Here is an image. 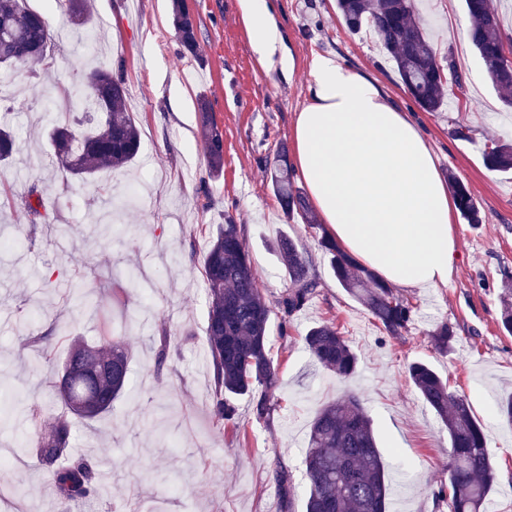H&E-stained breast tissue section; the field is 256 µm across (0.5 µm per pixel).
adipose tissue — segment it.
Segmentation results:
<instances>
[{
	"label": "adipose tissue",
	"instance_id": "1",
	"mask_svg": "<svg viewBox=\"0 0 512 512\" xmlns=\"http://www.w3.org/2000/svg\"><path fill=\"white\" fill-rule=\"evenodd\" d=\"M259 66L293 72L273 0H239ZM294 164L328 234L382 280L444 288L453 198L418 123L367 72L315 57L293 126Z\"/></svg>",
	"mask_w": 512,
	"mask_h": 512
}]
</instances>
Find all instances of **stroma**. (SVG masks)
I'll return each instance as SVG.
<instances>
[{
	"label": "stroma",
	"mask_w": 512,
	"mask_h": 512,
	"mask_svg": "<svg viewBox=\"0 0 512 512\" xmlns=\"http://www.w3.org/2000/svg\"><path fill=\"white\" fill-rule=\"evenodd\" d=\"M277 20L296 60L292 73L257 66L238 20V0H186L196 25L197 54L183 53L171 27V0H91L96 38L77 30L54 0H28L52 18L54 45L44 61L0 74V106L10 109L18 152L0 166V448H17L28 429L14 415L25 407L59 414L51 382L74 337L120 333L128 346L129 382L110 414L75 425L70 453L106 467L92 512H280L275 471L293 478L294 512L309 487L303 452L316 412L356 393L371 416L379 445L403 491L402 512H448L434 491L448 483V435L407 373L430 364L450 391L465 396L484 427L498 475L489 498L512 512V424L497 403L512 394V335L500 323L499 296L512 283V174L486 168L490 140L512 139V106L486 78L467 37L462 0H419L417 14L439 56H452L465 76L440 112L421 111L374 40L342 25L336 0H275ZM317 55L376 76L420 124L442 175L465 183L484 215L472 226L452 220L458 258L444 288L403 291L414 307L401 336L390 337L340 288L318 246L321 227L284 216L271 188L277 151L292 150L295 115L307 94ZM124 67L126 110L139 129L141 153L123 169L80 181L48 160L42 138L49 114L65 115L71 85L96 68ZM224 135L219 177L206 171L199 98ZM466 126L468 139L455 135ZM37 186L52 225L31 224L19 202ZM122 203L115 224H98L103 186ZM241 224L258 288L274 301L288 287L276 249L295 241L319 283L310 305L281 327L272 315L271 353L279 371V406L256 420L250 397L237 398L235 424L217 430L213 369L205 349L207 298L202 258L225 215ZM138 267L142 278L129 280ZM63 321L56 360L44 361L26 340ZM332 321L359 358L341 381L317 368L304 336ZM450 324L455 341L440 351L430 333ZM178 344L156 365L163 331ZM7 512H67L32 454L0 468Z\"/></svg>",
	"instance_id": "1"
}]
</instances>
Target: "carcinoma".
<instances>
[{
    "label": "carcinoma",
    "mask_w": 512,
    "mask_h": 512,
    "mask_svg": "<svg viewBox=\"0 0 512 512\" xmlns=\"http://www.w3.org/2000/svg\"><path fill=\"white\" fill-rule=\"evenodd\" d=\"M27 0H0V68L12 70L46 57L51 40L49 17L26 5ZM68 15L80 18L77 27L92 38L90 0H56ZM172 27L180 46L197 50L196 26L184 0H172ZM471 26L469 38L493 86L512 104V66L504 65L512 37L501 27L492 0H463ZM345 29L355 35L369 31L393 62L400 81L415 105L424 112L441 111L450 87L446 68L436 48L416 19L414 0H336ZM125 78L98 69L74 86L64 120L48 132L58 168L80 180H91L103 170L124 167L140 149L136 122L126 112ZM202 133L207 145L209 176L223 167L224 137L210 120L209 104L200 99ZM16 136L7 115H0V165L11 162ZM485 165L507 173L512 170V143L494 141L483 150ZM272 191L286 216L308 218L302 193L295 186L286 155L279 152L271 175ZM461 218L477 226L483 217L470 189L452 182ZM38 187H30L21 208L31 223L45 221L41 200H33ZM319 245L329 257L338 285L362 303L387 335L397 337L408 327L413 308L394 288L358 265L335 241L322 235ZM288 269L290 287L277 301L283 322L301 312L318 293L319 281L310 274L305 256L292 240L279 242ZM207 290L206 349L214 372L212 411L218 430L236 419L233 400L252 397L257 420L269 417L271 396L278 386V367L268 347L272 304L257 288L249 250L241 225L230 216L218 225L203 256ZM501 325L512 333V286L500 296ZM437 349L452 346L453 327L438 324L432 331ZM306 346L317 365L347 378L357 370V356L335 324L318 323L305 335ZM129 356L116 336H102L94 345L77 340L68 350L61 375L55 382L65 413L49 422L33 423L32 454L51 477L60 498L79 502L98 496L100 480L84 458L68 456L72 420H95L112 412L113 402L128 383ZM409 377L423 401L436 413L448 433V486L433 493L435 502L448 504V512H485L484 505L497 479L482 425L466 398L449 391L448 383L423 362L408 367ZM305 477L309 494L305 512H389L391 481L375 436L372 421L354 394L333 400L319 409L308 433ZM281 512H293L292 477L276 470Z\"/></svg>",
    "instance_id": "carcinoma-1"
}]
</instances>
